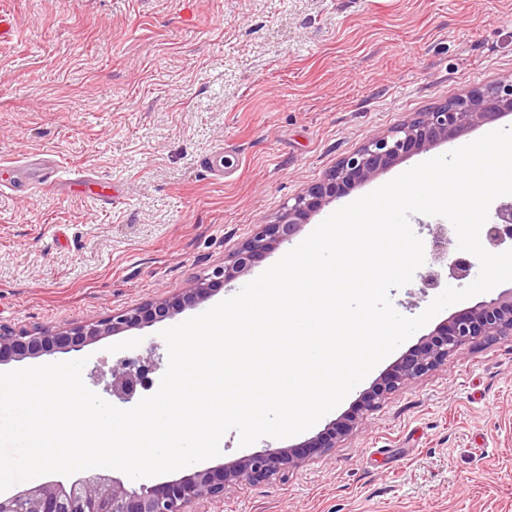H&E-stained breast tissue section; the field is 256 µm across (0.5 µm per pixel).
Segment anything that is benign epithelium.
I'll return each instance as SVG.
<instances>
[{
	"mask_svg": "<svg viewBox=\"0 0 512 512\" xmlns=\"http://www.w3.org/2000/svg\"><path fill=\"white\" fill-rule=\"evenodd\" d=\"M506 112H512L511 77L475 86L464 93L451 92L444 103L414 113L390 133L373 136L342 157L319 181L295 196L277 221L257 225L230 257L180 294L119 309L106 318L78 326L19 332L0 327V363L79 352L102 336L149 327L176 311L198 306L292 241L302 224L352 187L374 179L433 144L450 142ZM431 234L434 261L442 262L448 258L442 230L437 227ZM486 237L491 242L512 238V202L497 208L496 222L487 225ZM504 332L512 333V287L495 299L442 321L380 378L360 400L357 413L301 444L244 455L213 470L138 488L125 485L113 475L90 472L68 486L44 483L21 492L0 494V512H210L211 506L223 502L231 493L283 475L309 457L326 455L336 447V439L355 425L360 414L374 408L378 401L443 364L464 343ZM147 374L148 366L129 359L121 361L112 368V393L130 399L136 386L147 382Z\"/></svg>",
	"mask_w": 512,
	"mask_h": 512,
	"instance_id": "benign-epithelium-1",
	"label": "benign epithelium"
}]
</instances>
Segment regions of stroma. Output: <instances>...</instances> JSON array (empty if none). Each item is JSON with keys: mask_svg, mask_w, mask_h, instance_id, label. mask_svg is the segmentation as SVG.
Listing matches in <instances>:
<instances>
[{"mask_svg": "<svg viewBox=\"0 0 512 512\" xmlns=\"http://www.w3.org/2000/svg\"><path fill=\"white\" fill-rule=\"evenodd\" d=\"M16 35L0 43V169L50 163L111 185L0 186V325L57 329L172 297L278 219L293 197L370 137L512 76V0H0ZM512 127V114L439 143L358 185ZM233 156L216 179L205 161ZM391 290L401 315L441 289L449 266ZM175 312L86 345L83 381L105 400L113 366L167 369ZM416 331L343 402L299 435L249 448L236 431L215 468L286 448L352 412L423 337ZM215 512H512V335L479 338L382 399L327 455L227 495Z\"/></svg>", "mask_w": 512, "mask_h": 512, "instance_id": "stroma-1", "label": "stroma"}]
</instances>
